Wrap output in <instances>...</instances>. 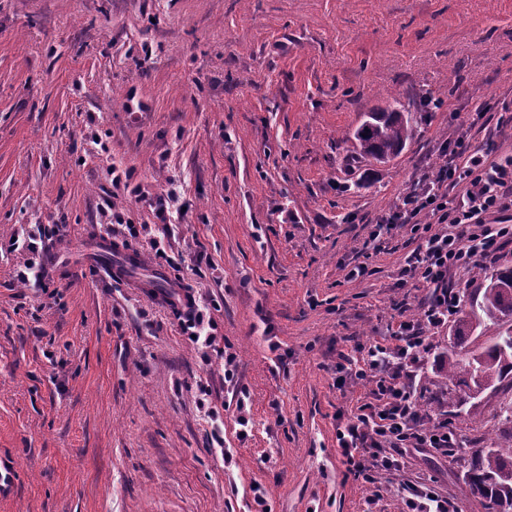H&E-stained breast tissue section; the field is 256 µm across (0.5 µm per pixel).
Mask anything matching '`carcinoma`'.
I'll list each match as a JSON object with an SVG mask.
<instances>
[{
  "mask_svg": "<svg viewBox=\"0 0 512 512\" xmlns=\"http://www.w3.org/2000/svg\"><path fill=\"white\" fill-rule=\"evenodd\" d=\"M388 112H371L354 132L360 154L369 160H386L401 153L414 134L415 113L392 97ZM474 274L488 284L471 295L470 308L457 321L454 351L441 361L440 373L452 384L448 401H453V388L465 389L472 398L489 388L512 391V267L487 272L478 267ZM491 331L488 343L476 345L472 335L477 328ZM504 435L489 446L470 448L465 452L467 467L465 484L471 496L480 500L484 512H512V398L503 401L496 413Z\"/></svg>",
  "mask_w": 512,
  "mask_h": 512,
  "instance_id": "carcinoma-1",
  "label": "carcinoma"
}]
</instances>
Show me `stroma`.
I'll return each instance as SVG.
<instances>
[{
  "mask_svg": "<svg viewBox=\"0 0 512 512\" xmlns=\"http://www.w3.org/2000/svg\"><path fill=\"white\" fill-rule=\"evenodd\" d=\"M426 93L439 106L398 157L366 161L345 140L388 96L413 108ZM505 107L512 0H0V452L17 463L0 512H256L255 484L268 512H363L372 490L346 471L336 412L369 387L338 389L333 367L354 343L388 339L398 303L416 314L422 294L397 286L409 228L360 251L456 151L457 125ZM114 165L154 192L178 180L187 212L166 258L129 236L154 217L113 197ZM46 225L57 235L37 294L16 277L30 253L13 239ZM102 236L139 252L141 270L90 279ZM361 262L366 275L347 280ZM153 275L214 304L238 384L140 288ZM452 334L434 336L416 385L467 448L496 439L505 395L440 401ZM202 379L229 467L209 448ZM465 472L424 449L381 482L426 477L458 512H482Z\"/></svg>",
  "mask_w": 512,
  "mask_h": 512,
  "instance_id": "35a3bbf8",
  "label": "stroma"
}]
</instances>
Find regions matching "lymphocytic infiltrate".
<instances>
[{
    "instance_id": "1",
    "label": "lymphocytic infiltrate",
    "mask_w": 512,
    "mask_h": 512,
    "mask_svg": "<svg viewBox=\"0 0 512 512\" xmlns=\"http://www.w3.org/2000/svg\"><path fill=\"white\" fill-rule=\"evenodd\" d=\"M504 128L497 123L480 149L449 155L436 172L400 194L370 234L375 240L409 227L417 245L405 257L398 283L425 293L417 315L398 317L389 341L357 345L355 356L339 355L336 363L339 386H369L368 399L356 413H337L336 439L349 474L374 489L366 501L370 510L381 497L376 490L379 472L403 469L410 449L430 448L448 457L459 446L448 421L428 424L416 378L432 335L459 311L465 275L512 245V155H493L494 138ZM112 192L148 203L154 224L132 225L128 232L144 237L156 255H163L162 244L173 234L172 219L183 211L180 191L172 186L150 193L116 169ZM184 306L181 332L192 337L198 349L216 350L217 321L192 293H185ZM393 493L402 512H457L453 499L418 476L401 478Z\"/></svg>"
}]
</instances>
